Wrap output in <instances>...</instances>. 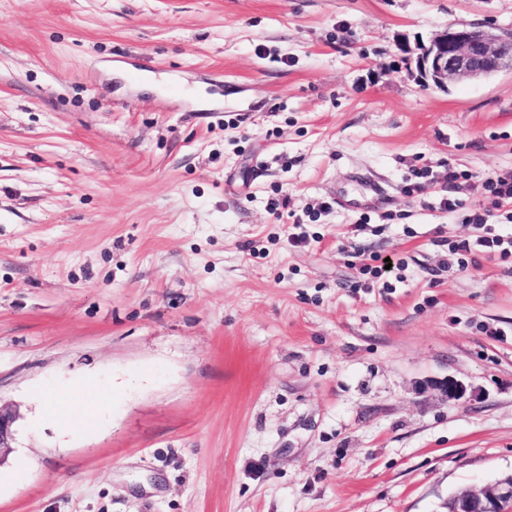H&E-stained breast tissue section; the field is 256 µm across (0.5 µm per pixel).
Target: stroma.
Wrapping results in <instances>:
<instances>
[{
  "label": "stroma",
  "mask_w": 512,
  "mask_h": 512,
  "mask_svg": "<svg viewBox=\"0 0 512 512\" xmlns=\"http://www.w3.org/2000/svg\"><path fill=\"white\" fill-rule=\"evenodd\" d=\"M451 23L512 0H0V512H445L512 473V261L449 250L512 72L425 90L397 49ZM87 380L93 427L42 418Z\"/></svg>",
  "instance_id": "35a3bbf8"
}]
</instances>
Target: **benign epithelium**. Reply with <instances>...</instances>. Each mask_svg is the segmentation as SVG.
I'll return each instance as SVG.
<instances>
[{
  "mask_svg": "<svg viewBox=\"0 0 512 512\" xmlns=\"http://www.w3.org/2000/svg\"><path fill=\"white\" fill-rule=\"evenodd\" d=\"M399 50L414 64L412 75L425 89L447 91L452 84L488 78L503 70L512 71V33L450 24L435 32L427 42ZM448 399L466 398V386L450 377L439 383ZM16 412L0 406V454L11 447ZM448 512H512V474L493 486L475 491L464 487L447 503Z\"/></svg>",
  "mask_w": 512,
  "mask_h": 512,
  "instance_id": "benign-epithelium-1",
  "label": "benign epithelium"
}]
</instances>
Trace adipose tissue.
<instances>
[{"label": "adipose tissue", "instance_id": "obj_1", "mask_svg": "<svg viewBox=\"0 0 512 512\" xmlns=\"http://www.w3.org/2000/svg\"><path fill=\"white\" fill-rule=\"evenodd\" d=\"M45 394V413L53 416L66 433L88 428L112 398L111 393L101 391L91 381L81 385L73 401L59 397L51 388Z\"/></svg>", "mask_w": 512, "mask_h": 512}]
</instances>
